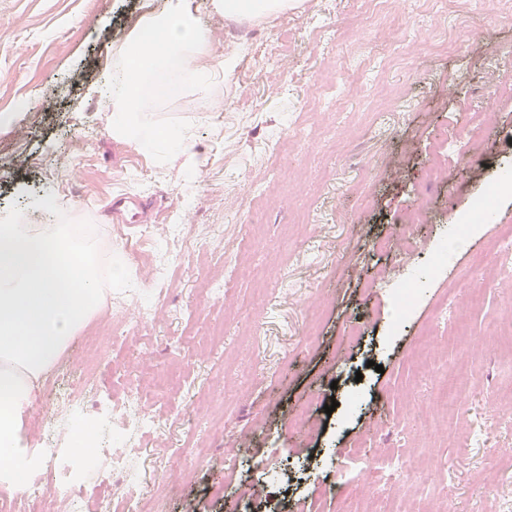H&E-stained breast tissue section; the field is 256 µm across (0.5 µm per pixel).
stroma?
<instances>
[{"mask_svg": "<svg viewBox=\"0 0 512 512\" xmlns=\"http://www.w3.org/2000/svg\"><path fill=\"white\" fill-rule=\"evenodd\" d=\"M436 0H403L378 10L373 0H297L295 8L257 22L225 17L212 0H190L201 26L224 29L234 66L222 73L209 111L184 92L151 110L154 118L190 122L192 147L160 164L112 129L104 91L118 64L119 46L134 38L166 0H0V81L27 111L0 127V213L11 205L28 224H51L32 205L53 194L75 220L94 221L102 259L124 255V240L100 222L101 201L127 194L154 201L156 227L195 214L192 247L168 284L167 313L127 338L111 329L128 321L134 304L113 292L114 304L96 311L53 368L56 384L39 389L17 436L43 441L50 425L89 431L97 451L111 458L110 423L99 417L124 396V382L143 364L183 378L181 393L157 412L161 426L146 437L131 469L142 472L150 512H227L215 488L260 482L259 499L244 512H292L295 500L318 499L332 481L343 449L386 448L430 469L429 488L398 486L382 500L385 512H512V468L491 454L512 449V359L499 345L472 358L480 382L449 407L445 430L420 445L421 404L437 400L435 369L459 359L492 322L507 318L512 287L495 277L470 293L474 255L492 266V242L512 225V189L499 195L492 218L477 220L475 205L488 183L512 172V99L496 94L495 47L512 46V0H462V11L435 10ZM78 38H71L73 28ZM444 41L448 52L435 43ZM417 52H409L410 44ZM279 55L291 67L278 93L253 78L255 65ZM59 96L53 112L45 98ZM493 104L498 116L475 154L450 161L455 190L422 180L421 165L440 129L456 132L463 113ZM27 129L25 138L13 126ZM27 158L22 168L9 167ZM239 196L238 208L224 205ZM431 221L416 231L419 250L381 253L374 241L392 235L418 198ZM472 225V254L443 267L432 264L443 237ZM419 284L404 320L393 315V286L378 282L384 268ZM216 277L232 294L252 300L239 313L203 292ZM468 305L465 326L441 313L442 302ZM361 333L349 338L350 326ZM433 327L429 367H419L417 338ZM94 373L103 390L82 412L67 395ZM319 393L315 428L289 435V409ZM337 401L333 412L325 404ZM240 444L234 468L224 448ZM204 448L205 464L190 484L176 475L174 451ZM499 482L486 495L488 478Z\"/></svg>", "mask_w": 512, "mask_h": 512, "instance_id": "obj_1", "label": "stroma"}]
</instances>
